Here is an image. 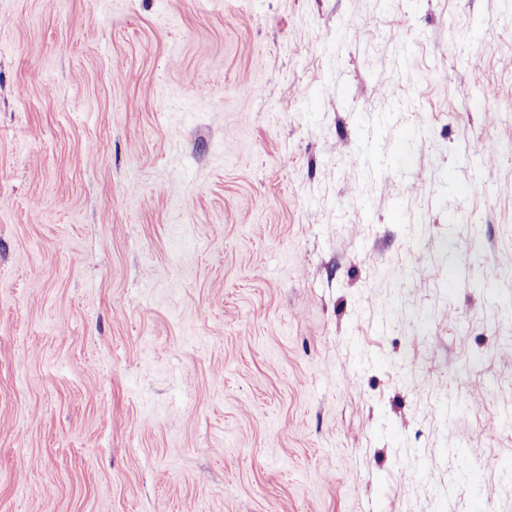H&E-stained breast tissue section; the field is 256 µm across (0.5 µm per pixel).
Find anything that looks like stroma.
I'll return each mask as SVG.
<instances>
[{
    "label": "stroma",
    "mask_w": 512,
    "mask_h": 512,
    "mask_svg": "<svg viewBox=\"0 0 512 512\" xmlns=\"http://www.w3.org/2000/svg\"><path fill=\"white\" fill-rule=\"evenodd\" d=\"M510 270L512 0H0V512H512Z\"/></svg>",
    "instance_id": "obj_1"
}]
</instances>
